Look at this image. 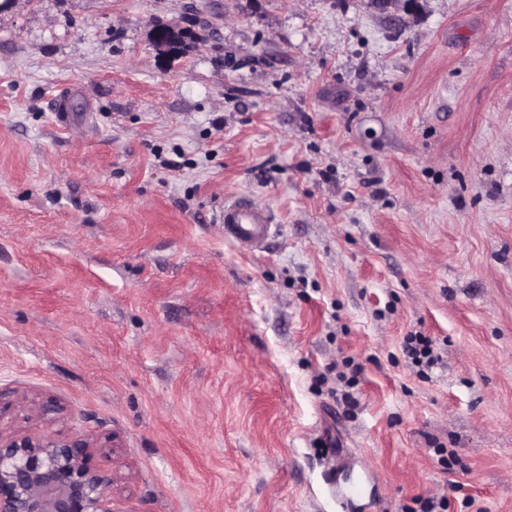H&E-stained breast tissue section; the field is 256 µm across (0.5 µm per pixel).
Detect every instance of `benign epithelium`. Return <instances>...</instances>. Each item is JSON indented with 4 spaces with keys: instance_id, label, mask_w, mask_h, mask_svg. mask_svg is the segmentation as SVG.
<instances>
[{
    "instance_id": "benign-epithelium-1",
    "label": "benign epithelium",
    "mask_w": 512,
    "mask_h": 512,
    "mask_svg": "<svg viewBox=\"0 0 512 512\" xmlns=\"http://www.w3.org/2000/svg\"><path fill=\"white\" fill-rule=\"evenodd\" d=\"M177 22L153 28L156 47L171 49ZM84 434L66 437L0 432V512H112L111 478L90 464Z\"/></svg>"
}]
</instances>
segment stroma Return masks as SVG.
Wrapping results in <instances>:
<instances>
[{"instance_id":"35a3bbf8","label":"stroma","mask_w":512,"mask_h":512,"mask_svg":"<svg viewBox=\"0 0 512 512\" xmlns=\"http://www.w3.org/2000/svg\"><path fill=\"white\" fill-rule=\"evenodd\" d=\"M22 395L111 439L112 512H512V0H12L0 423L40 432ZM218 223L224 238L244 252L260 251L277 231L270 211L246 196L225 201ZM404 353L411 363L417 367H425L427 369L433 367L439 361V356L434 354L433 341L428 336L421 333H415L404 338Z\"/></svg>"}]
</instances>
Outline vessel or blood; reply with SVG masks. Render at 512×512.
Returning a JSON list of instances; mask_svg holds the SVG:
<instances>
[{"label":"vessel or blood","instance_id":"vessel-or-blood-1","mask_svg":"<svg viewBox=\"0 0 512 512\" xmlns=\"http://www.w3.org/2000/svg\"><path fill=\"white\" fill-rule=\"evenodd\" d=\"M218 222L225 239L244 252L263 249L277 231L270 211L245 196L226 201Z\"/></svg>","mask_w":512,"mask_h":512}]
</instances>
